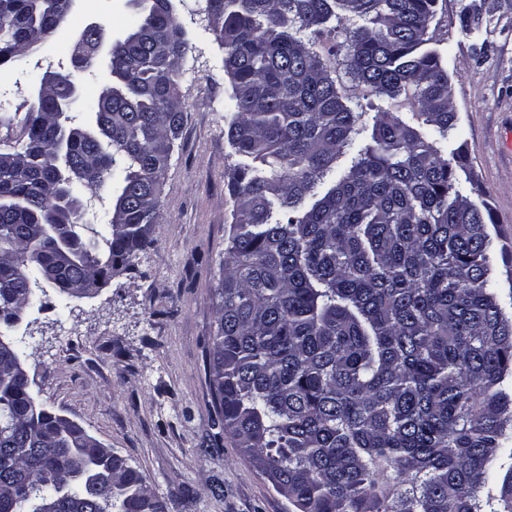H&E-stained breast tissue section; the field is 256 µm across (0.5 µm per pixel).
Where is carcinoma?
I'll use <instances>...</instances> for the list:
<instances>
[{
    "label": "carcinoma",
    "mask_w": 512,
    "mask_h": 512,
    "mask_svg": "<svg viewBox=\"0 0 512 512\" xmlns=\"http://www.w3.org/2000/svg\"><path fill=\"white\" fill-rule=\"evenodd\" d=\"M66 0H0V65L57 33ZM437 0H206L224 49L233 116L224 137L245 162L228 184L235 222L216 290L209 369L223 433L296 512H512V474L483 492L512 426V318L490 287V203L461 194L437 145L456 126L429 23ZM112 47V82L85 123L56 102L91 68L103 34L73 47L72 70L41 77L43 99L0 149V326L42 290L35 243L65 249L68 281L105 278L152 244L160 185L184 124L182 57L166 52L175 5L137 0ZM348 34L342 61L321 47ZM382 98L370 141L361 101ZM70 146L68 180L52 147ZM115 182L109 232L74 222ZM0 353V512H168L143 475L104 446L61 431Z\"/></svg>",
    "instance_id": "carcinoma-1"
}]
</instances>
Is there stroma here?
I'll return each instance as SVG.
<instances>
[{
  "label": "stroma",
  "instance_id": "stroma-1",
  "mask_svg": "<svg viewBox=\"0 0 512 512\" xmlns=\"http://www.w3.org/2000/svg\"><path fill=\"white\" fill-rule=\"evenodd\" d=\"M205 0H178L188 42L179 92L186 118L161 190L152 247L90 297L52 286L8 330L19 342L33 396L139 470L172 512H294L231 439L215 444L209 350L214 290L234 222L229 176L240 158L224 136L231 87ZM129 0H77L61 29L27 55L39 73L71 67L91 22L119 38ZM448 68L458 127L441 143L464 147L474 183L492 206L491 286L512 312V0H437L431 23ZM30 78L0 66V114L26 112Z\"/></svg>",
  "mask_w": 512,
  "mask_h": 512
}]
</instances>
